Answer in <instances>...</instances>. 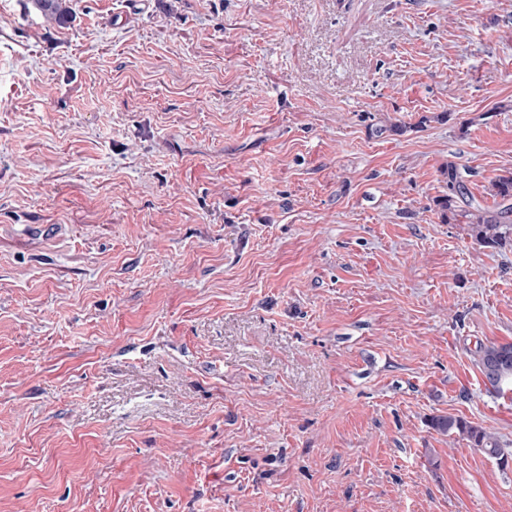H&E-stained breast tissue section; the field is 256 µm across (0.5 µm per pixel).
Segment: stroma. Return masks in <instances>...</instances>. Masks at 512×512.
Wrapping results in <instances>:
<instances>
[{
  "label": "stroma",
  "instance_id": "obj_1",
  "mask_svg": "<svg viewBox=\"0 0 512 512\" xmlns=\"http://www.w3.org/2000/svg\"><path fill=\"white\" fill-rule=\"evenodd\" d=\"M0 0V512H512V0ZM30 2L33 9L39 12L47 22L58 26L68 22L70 10L66 0H31ZM448 194L438 202L444 217L448 220V212L454 217L468 218L471 232L476 241L485 247L505 248L512 245V172L500 176L494 184L495 193L501 198V203L495 210L482 208L480 205L466 199L465 188L461 173L454 165H448L446 172ZM465 200L464 201L462 200ZM460 200L466 208L458 204ZM462 208V209H456ZM464 208V209H463ZM459 211V213H457ZM475 355L488 390L501 391L504 383L512 381V343L480 345ZM430 424L440 433L459 434L466 437L473 447L480 448L489 456L496 458L501 465H507L508 455L505 454L499 439L482 426L452 415L433 417Z\"/></svg>",
  "mask_w": 512,
  "mask_h": 512
}]
</instances>
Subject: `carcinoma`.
<instances>
[{"instance_id":"1","label":"carcinoma","mask_w":512,"mask_h":512,"mask_svg":"<svg viewBox=\"0 0 512 512\" xmlns=\"http://www.w3.org/2000/svg\"><path fill=\"white\" fill-rule=\"evenodd\" d=\"M34 10L50 22L62 26L70 16L66 0H31ZM448 194L439 200L442 210L468 219L476 241L485 247L505 248L512 245V172L497 179L495 193L501 203L495 210L485 209L469 199H464V185L461 173L454 165L448 166ZM476 365L490 391L498 392L502 385L512 380V343L481 345L476 348ZM431 426L440 433L459 434L500 464L508 463L499 439L485 428L452 415L436 416Z\"/></svg>"}]
</instances>
